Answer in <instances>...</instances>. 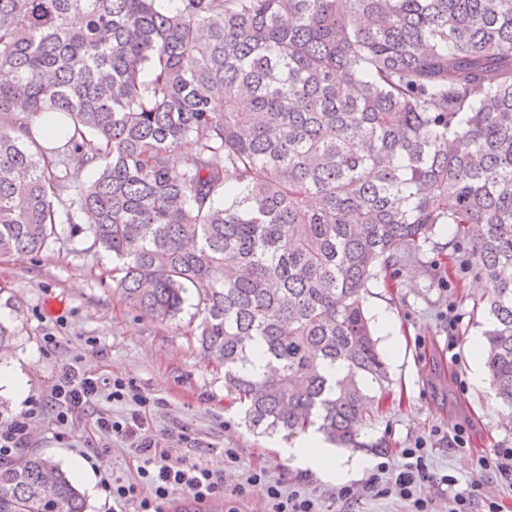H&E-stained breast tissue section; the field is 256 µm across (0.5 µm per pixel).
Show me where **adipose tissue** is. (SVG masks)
I'll return each mask as SVG.
<instances>
[{"instance_id":"ef3b65f1","label":"adipose tissue","mask_w":512,"mask_h":512,"mask_svg":"<svg viewBox=\"0 0 512 512\" xmlns=\"http://www.w3.org/2000/svg\"><path fill=\"white\" fill-rule=\"evenodd\" d=\"M285 453L299 467L315 472L323 481L332 483L347 482L373 465L372 459L364 455L344 459L337 448L313 429L287 447Z\"/></svg>"}]
</instances>
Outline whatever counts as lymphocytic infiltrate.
<instances>
[{
	"mask_svg": "<svg viewBox=\"0 0 512 512\" xmlns=\"http://www.w3.org/2000/svg\"><path fill=\"white\" fill-rule=\"evenodd\" d=\"M104 391L112 400L127 403L129 413L119 419L105 412L91 413V406ZM149 403L146 395L123 379H114L106 389L95 375L71 364L63 366L46 397L31 399L20 412L0 420V463L11 462L27 446L31 424L44 409L52 410L53 423L62 431L88 414L96 433L125 439L133 445L136 479L130 481L111 472L103 473L100 479L102 490L112 500V512H163L164 506L179 496L202 506L229 496L240 498L254 493L264 498L266 512H321L318 498L285 490L283 481L270 479L261 468L247 472L233 489H225L223 473L158 446L149 433ZM429 454L426 441L420 440L413 447L402 449L398 466L379 462L364 485L365 492L408 501L411 512H433V501L425 489L444 486L448 489V512H499L496 501L482 496L479 483L463 487L454 475L432 473Z\"/></svg>",
	"mask_w": 512,
	"mask_h": 512,
	"instance_id": "f902f5d3",
	"label": "lymphocytic infiltrate"
}]
</instances>
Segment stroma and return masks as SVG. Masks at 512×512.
<instances>
[{
    "mask_svg": "<svg viewBox=\"0 0 512 512\" xmlns=\"http://www.w3.org/2000/svg\"><path fill=\"white\" fill-rule=\"evenodd\" d=\"M446 231L436 230L421 256L402 257L397 291L372 286L366 311L383 307L400 338L399 356H387L391 384L375 402L372 424L364 437L389 439L391 464L399 451L426 440L430 468L463 481H479L484 496L496 500L502 512H512V484L480 473L477 455L494 448H512V425L491 383L475 387L464 343L472 329L487 324L473 307L471 280L446 281L431 266L436 247L447 243ZM114 263L93 247L92 238L76 225L58 226V237L37 255L0 256V310L9 312L16 330L9 347L0 350V363H20L30 383V395L46 396L62 366L78 364L101 378L120 377L151 400L147 417L160 446L223 472L233 488L249 470L264 469L286 486L315 495L323 512H409L407 501L394 496H365L353 503L336 497V486L295 466L284 452V434H257L247 429L241 407L224 386V365L204 351L187 324L195 308L186 304L182 328L142 317L123 302L112 279ZM456 325H449V314ZM57 346H46L45 337ZM184 440H171L175 431ZM463 432L468 445L454 450L448 438ZM30 447L53 458L64 470L74 460H89L132 480L136 463L129 441L92 435L82 421L59 435L51 413L33 422ZM103 449L92 458L93 448ZM236 463H227L226 449Z\"/></svg>",
    "mask_w": 512,
    "mask_h": 512,
    "instance_id": "stroma-1",
    "label": "stroma"
}]
</instances>
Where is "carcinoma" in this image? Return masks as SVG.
Masks as SVG:
<instances>
[{"mask_svg":"<svg viewBox=\"0 0 512 512\" xmlns=\"http://www.w3.org/2000/svg\"><path fill=\"white\" fill-rule=\"evenodd\" d=\"M68 189L125 302L195 297L250 428L339 448L388 447L368 288L448 225L512 424V0H0V256ZM86 509L51 458L0 465V512Z\"/></svg>","mask_w":512,"mask_h":512,"instance_id":"cac0c4a2","label":"carcinoma"}]
</instances>
